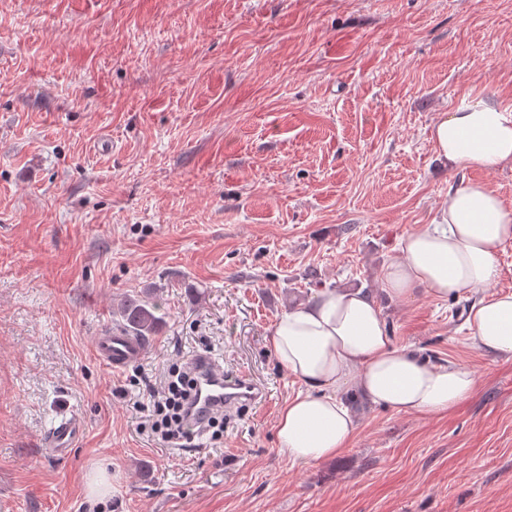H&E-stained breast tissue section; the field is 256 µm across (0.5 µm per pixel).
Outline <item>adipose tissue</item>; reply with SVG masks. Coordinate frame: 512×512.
<instances>
[{
  "instance_id": "ef3b65f1",
  "label": "adipose tissue",
  "mask_w": 512,
  "mask_h": 512,
  "mask_svg": "<svg viewBox=\"0 0 512 512\" xmlns=\"http://www.w3.org/2000/svg\"><path fill=\"white\" fill-rule=\"evenodd\" d=\"M430 140L450 166L495 170L512 165V108L475 96L445 113ZM512 243V208L481 182L449 188L438 222L403 236L381 274L390 297L423 287L436 298L473 296L467 322L477 347L512 356V291L481 290L498 276V257ZM270 342L300 389L276 423L277 449L310 464L338 455L357 430L352 402L397 413L435 415L465 402L476 387L466 369L432 363L394 344L379 302L360 290H324L281 316Z\"/></svg>"
}]
</instances>
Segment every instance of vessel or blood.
Listing matches in <instances>:
<instances>
[{
	"mask_svg": "<svg viewBox=\"0 0 512 512\" xmlns=\"http://www.w3.org/2000/svg\"><path fill=\"white\" fill-rule=\"evenodd\" d=\"M141 340L122 332H108L96 337L94 350L99 359L118 369L136 361L142 354ZM196 379L195 390L189 400L188 414L197 425H204L215 412L244 408L263 401L264 387L245 374H230L222 365L199 356L190 363ZM82 424L75 417H65L51 430L47 445L52 454L64 457L71 453Z\"/></svg>",
	"mask_w": 512,
	"mask_h": 512,
	"instance_id": "1",
	"label": "vessel or blood"
}]
</instances>
